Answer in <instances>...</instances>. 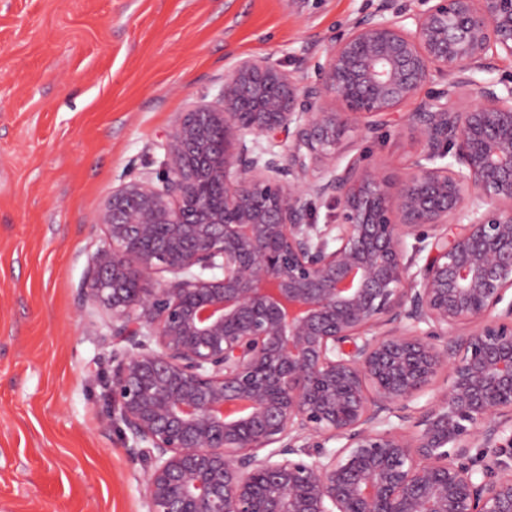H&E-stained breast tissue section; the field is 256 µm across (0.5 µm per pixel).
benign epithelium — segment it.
Instances as JSON below:
<instances>
[{
	"label": "benign epithelium",
	"instance_id": "7a95c632",
	"mask_svg": "<svg viewBox=\"0 0 512 512\" xmlns=\"http://www.w3.org/2000/svg\"><path fill=\"white\" fill-rule=\"evenodd\" d=\"M418 4L379 0L313 79L239 59L95 213L84 302L147 512H512V79L480 77L512 0ZM413 101L398 180L340 163Z\"/></svg>",
	"mask_w": 512,
	"mask_h": 512
}]
</instances>
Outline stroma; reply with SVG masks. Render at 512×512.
<instances>
[{"mask_svg": "<svg viewBox=\"0 0 512 512\" xmlns=\"http://www.w3.org/2000/svg\"><path fill=\"white\" fill-rule=\"evenodd\" d=\"M377 0H0V512H147L132 440L104 423L110 313L84 303L94 213L157 170L179 113L238 59L314 75ZM363 150L396 176L405 119Z\"/></svg>", "mask_w": 512, "mask_h": 512, "instance_id": "1", "label": "stroma"}]
</instances>
